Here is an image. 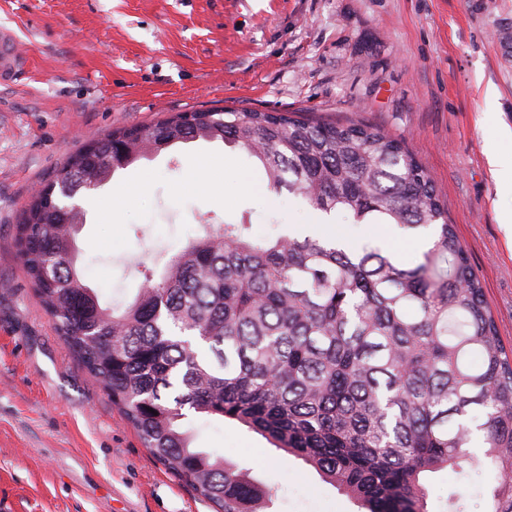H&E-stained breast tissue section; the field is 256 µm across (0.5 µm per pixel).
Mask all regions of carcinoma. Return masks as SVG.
Returning <instances> with one entry per match:
<instances>
[{
	"label": "carcinoma",
	"mask_w": 512,
	"mask_h": 512,
	"mask_svg": "<svg viewBox=\"0 0 512 512\" xmlns=\"http://www.w3.org/2000/svg\"><path fill=\"white\" fill-rule=\"evenodd\" d=\"M222 141L267 190L352 224L432 232L412 267L379 246L279 224H207L114 306L85 280L78 194L158 142ZM23 265L54 329L145 447L215 512H266L250 463L194 446L190 418L232 420L301 459L363 512H429L428 477L494 473L482 512H512V349L425 166L368 125L301 113L175 112L70 155L23 211ZM482 448L471 451L474 431Z\"/></svg>",
	"instance_id": "obj_1"
}]
</instances>
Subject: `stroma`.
Here are the masks:
<instances>
[{
	"label": "stroma",
	"instance_id": "1",
	"mask_svg": "<svg viewBox=\"0 0 512 512\" xmlns=\"http://www.w3.org/2000/svg\"><path fill=\"white\" fill-rule=\"evenodd\" d=\"M26 64L0 85V512H213L145 448L102 383L57 335L17 244L22 210L68 155L114 129L172 112H305L404 141L448 209L505 345H512V192L490 150L512 151V0H0ZM215 160L201 172L193 162ZM248 179L252 191L237 185ZM76 242L87 281L113 302L143 267L204 233L217 214L344 224L285 194L239 149L198 140L147 155L91 193ZM414 264L413 239L344 224ZM195 447L278 487L269 512H357L302 461L234 421H194ZM493 474L434 475L431 512L461 491L480 512Z\"/></svg>",
	"mask_w": 512,
	"mask_h": 512
}]
</instances>
